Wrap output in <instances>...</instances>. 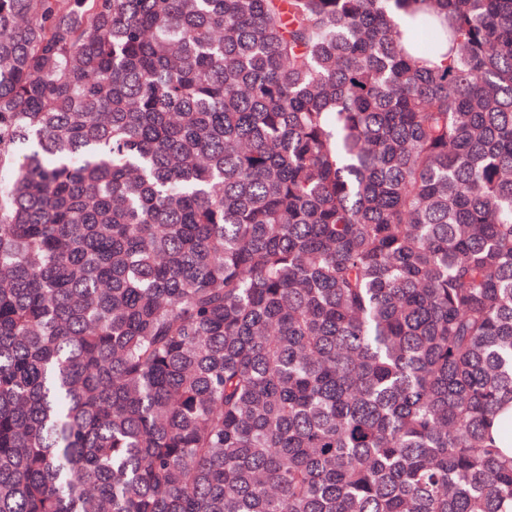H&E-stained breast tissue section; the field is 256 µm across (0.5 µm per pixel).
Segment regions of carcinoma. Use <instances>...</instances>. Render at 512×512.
I'll return each instance as SVG.
<instances>
[{"label": "carcinoma", "mask_w": 512, "mask_h": 512, "mask_svg": "<svg viewBox=\"0 0 512 512\" xmlns=\"http://www.w3.org/2000/svg\"><path fill=\"white\" fill-rule=\"evenodd\" d=\"M508 404L512 0H0V512H512Z\"/></svg>", "instance_id": "1"}]
</instances>
